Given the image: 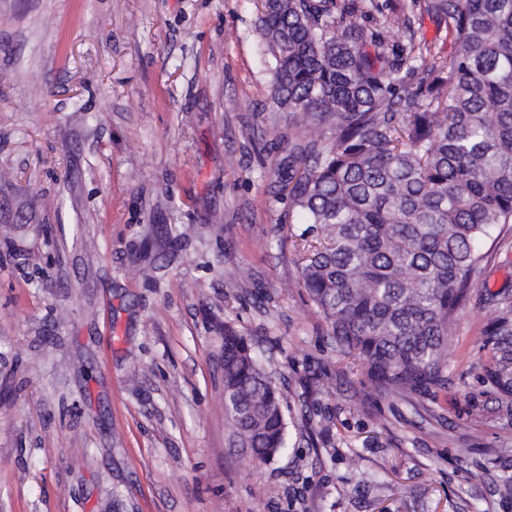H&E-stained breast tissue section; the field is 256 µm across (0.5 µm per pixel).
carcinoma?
Returning a JSON list of instances; mask_svg holds the SVG:
<instances>
[{"label":"carcinoma","mask_w":512,"mask_h":512,"mask_svg":"<svg viewBox=\"0 0 512 512\" xmlns=\"http://www.w3.org/2000/svg\"><path fill=\"white\" fill-rule=\"evenodd\" d=\"M272 99L302 118L281 189L306 227L301 283L342 356L387 397L448 385V342L479 242L512 224V0H413L453 52L393 30L378 0H261ZM378 15L366 31L359 19ZM490 376L512 394V324L496 320ZM224 416L268 462L286 444L283 395L224 326Z\"/></svg>","instance_id":"obj_1"}]
</instances>
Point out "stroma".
<instances>
[{
	"label": "stroma",
	"mask_w": 512,
	"mask_h": 512,
	"mask_svg": "<svg viewBox=\"0 0 512 512\" xmlns=\"http://www.w3.org/2000/svg\"><path fill=\"white\" fill-rule=\"evenodd\" d=\"M260 0H0V512H512L489 376L512 228L448 387L380 397L299 285ZM283 394L274 462L224 418V328Z\"/></svg>",
	"instance_id": "1"
}]
</instances>
